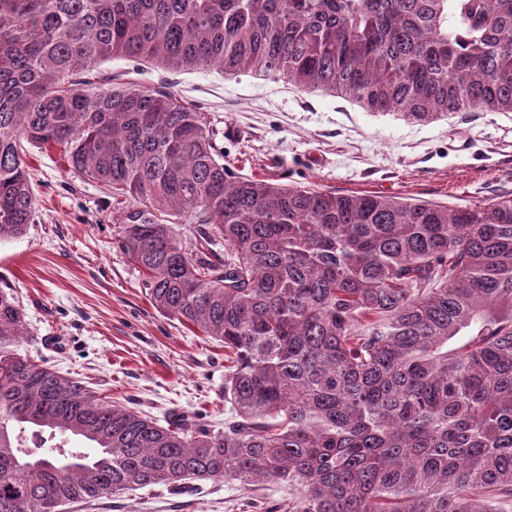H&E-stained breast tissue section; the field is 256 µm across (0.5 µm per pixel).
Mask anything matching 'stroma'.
I'll use <instances>...</instances> for the list:
<instances>
[{
	"mask_svg": "<svg viewBox=\"0 0 512 512\" xmlns=\"http://www.w3.org/2000/svg\"><path fill=\"white\" fill-rule=\"evenodd\" d=\"M113 77L166 85L205 112L236 175L344 194H380L448 206L512 195V113L456 112L427 123L368 112L344 98L219 69L170 73L107 61ZM36 214L20 238L0 241V283L14 288L30 333L19 349L108 400L164 420L185 413L224 426V346L150 303L141 272L119 247L120 204L64 160L29 148ZM274 484L147 487L64 506L63 512H247L277 503Z\"/></svg>",
	"mask_w": 512,
	"mask_h": 512,
	"instance_id": "obj_1",
	"label": "stroma"
}]
</instances>
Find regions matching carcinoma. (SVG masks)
Wrapping results in <instances>:
<instances>
[{"instance_id":"carcinoma-1","label":"carcinoma","mask_w":512,"mask_h":512,"mask_svg":"<svg viewBox=\"0 0 512 512\" xmlns=\"http://www.w3.org/2000/svg\"><path fill=\"white\" fill-rule=\"evenodd\" d=\"M114 57L411 122L512 112V0H0V240L33 217L26 145L63 147L128 201L120 244L153 307L224 344L228 413L215 432L104 401L19 353L26 313L0 288V512L200 481L288 487L268 512H503L512 196L449 207L233 176L192 103L98 85ZM45 433L83 447H27Z\"/></svg>"}]
</instances>
